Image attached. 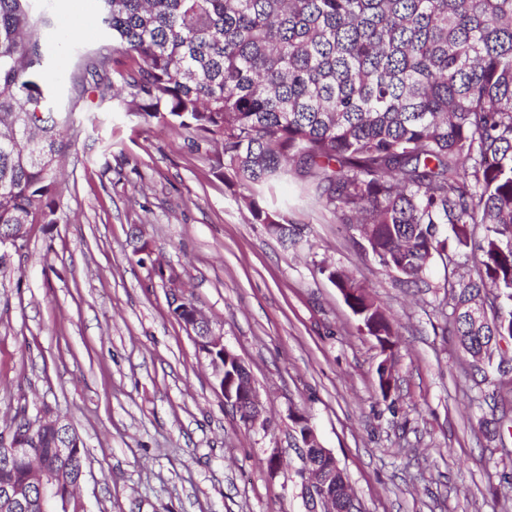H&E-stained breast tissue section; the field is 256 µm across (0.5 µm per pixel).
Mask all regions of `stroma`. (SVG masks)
I'll return each mask as SVG.
<instances>
[{
	"label": "stroma",
	"mask_w": 512,
	"mask_h": 512,
	"mask_svg": "<svg viewBox=\"0 0 512 512\" xmlns=\"http://www.w3.org/2000/svg\"><path fill=\"white\" fill-rule=\"evenodd\" d=\"M36 9L42 41L78 36L42 68L51 107L76 123L59 223L31 225L0 274V429L42 405L73 424L88 454V512H306L294 482L299 415L363 512H512V393L495 368H470L442 263L431 287L403 285L289 182L281 192L293 225L280 242L253 223L214 145L99 96L128 64L113 52L97 75L85 70L86 56L112 45L99 0H36ZM324 265L369 286L393 319L390 352ZM176 291L247 366L262 424L225 407L172 311ZM387 358L397 386L386 397L376 369ZM497 418L502 438L487 440L481 424Z\"/></svg>",
	"instance_id": "35a3bbf8"
}]
</instances>
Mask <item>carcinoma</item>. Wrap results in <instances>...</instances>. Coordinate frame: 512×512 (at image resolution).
I'll list each match as a JSON object with an SVG mask.
<instances>
[{
	"mask_svg": "<svg viewBox=\"0 0 512 512\" xmlns=\"http://www.w3.org/2000/svg\"><path fill=\"white\" fill-rule=\"evenodd\" d=\"M31 0H0V240L56 224L59 159L73 119L52 111L39 76L47 45ZM130 109L147 123L214 141L249 194L256 224L288 240V205L266 193L292 178L357 233L380 268L428 288L440 258L452 325L472 360L512 339V0H100ZM450 227L464 272L448 254ZM369 335L394 345L392 319L367 286L321 268ZM490 316L478 322L469 303ZM21 411L0 431L39 456L0 465L39 512L33 468L70 493L85 452L54 449L75 429L30 431ZM336 466V512H361Z\"/></svg>",
	"mask_w": 512,
	"mask_h": 512,
	"instance_id": "carcinoma-1",
	"label": "carcinoma"
}]
</instances>
